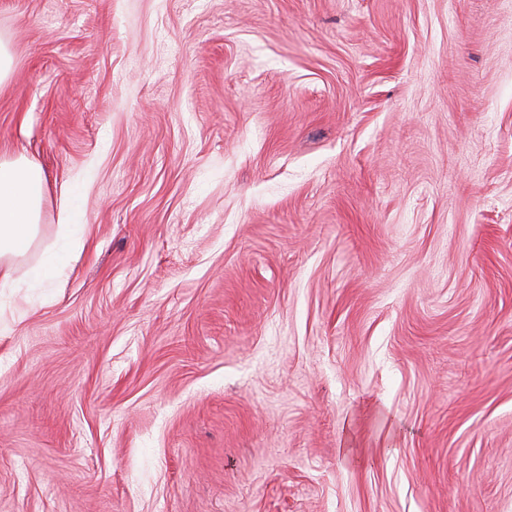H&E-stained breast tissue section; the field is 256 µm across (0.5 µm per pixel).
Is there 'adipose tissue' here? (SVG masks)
Wrapping results in <instances>:
<instances>
[{
	"label": "adipose tissue",
	"instance_id": "ef3b65f1",
	"mask_svg": "<svg viewBox=\"0 0 512 512\" xmlns=\"http://www.w3.org/2000/svg\"><path fill=\"white\" fill-rule=\"evenodd\" d=\"M45 191V176L38 163L23 155L0 160V288L16 285L15 264L38 235ZM65 213L57 242L45 249L40 264L31 271L34 279L60 277L71 247L79 243L77 235L83 229L79 200H72Z\"/></svg>",
	"mask_w": 512,
	"mask_h": 512
}]
</instances>
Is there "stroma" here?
I'll return each instance as SVG.
<instances>
[{"label": "stroma", "instance_id": "1", "mask_svg": "<svg viewBox=\"0 0 512 512\" xmlns=\"http://www.w3.org/2000/svg\"><path fill=\"white\" fill-rule=\"evenodd\" d=\"M0 39L47 177L0 512H512V0H0ZM66 213L63 222L59 224L58 240L48 246L40 264L31 270V276L36 280H55L61 276L68 262L71 247L79 244L76 235L82 231L85 224H79L82 218V209L78 196H75L71 206L64 207Z\"/></svg>", "mask_w": 512, "mask_h": 512}]
</instances>
